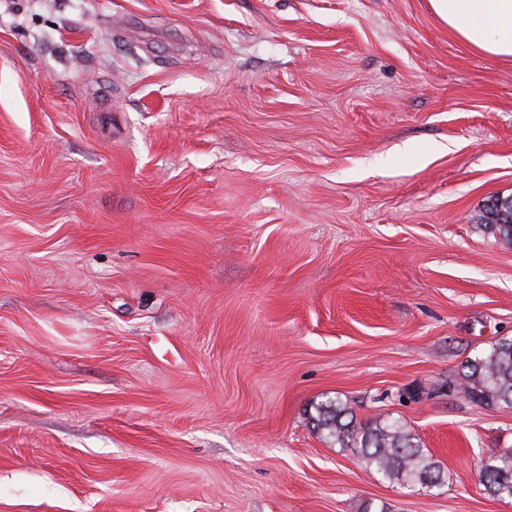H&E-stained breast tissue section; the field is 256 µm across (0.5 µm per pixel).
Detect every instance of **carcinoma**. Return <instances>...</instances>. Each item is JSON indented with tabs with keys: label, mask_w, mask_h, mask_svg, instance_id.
<instances>
[{
	"label": "carcinoma",
	"mask_w": 512,
	"mask_h": 512,
	"mask_svg": "<svg viewBox=\"0 0 512 512\" xmlns=\"http://www.w3.org/2000/svg\"><path fill=\"white\" fill-rule=\"evenodd\" d=\"M485 221L512 243V197H495L485 206ZM460 392L484 405L512 408V339L503 338L466 361ZM314 428L341 448L355 452L366 467L408 489L438 488L442 467L417 438L397 421L365 426L348 404L336 400L314 406ZM480 483L495 498H512V453L488 451L478 470Z\"/></svg>",
	"instance_id": "obj_1"
}]
</instances>
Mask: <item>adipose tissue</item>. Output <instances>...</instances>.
Masks as SVG:
<instances>
[{
    "instance_id": "ef3b65f1",
    "label": "adipose tissue",
    "mask_w": 512,
    "mask_h": 512,
    "mask_svg": "<svg viewBox=\"0 0 512 512\" xmlns=\"http://www.w3.org/2000/svg\"><path fill=\"white\" fill-rule=\"evenodd\" d=\"M436 15L464 46L512 59V0H430Z\"/></svg>"
}]
</instances>
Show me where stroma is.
<instances>
[{"mask_svg": "<svg viewBox=\"0 0 512 512\" xmlns=\"http://www.w3.org/2000/svg\"><path fill=\"white\" fill-rule=\"evenodd\" d=\"M493 196L512 60L429 0H0V512H512L456 390L512 338ZM310 416L314 428L339 448L355 452L366 467L403 488H438L443 483L442 467L427 453L417 438L397 421L365 426L352 408L340 400L314 406Z\"/></svg>", "mask_w": 512, "mask_h": 512, "instance_id": "obj_1", "label": "stroma"}]
</instances>
